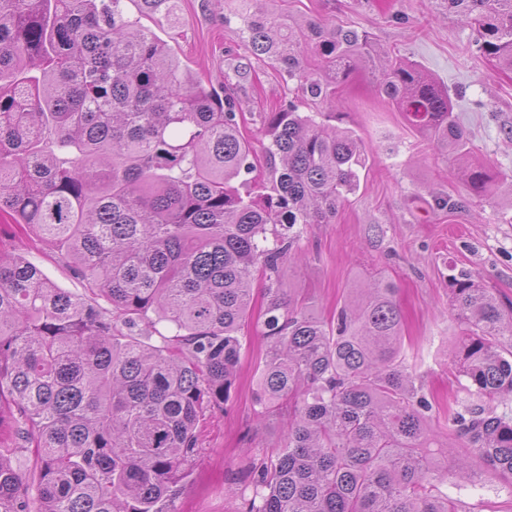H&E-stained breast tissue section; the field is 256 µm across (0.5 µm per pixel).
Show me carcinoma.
Masks as SVG:
<instances>
[{"instance_id": "obj_1", "label": "carcinoma", "mask_w": 512, "mask_h": 512, "mask_svg": "<svg viewBox=\"0 0 512 512\" xmlns=\"http://www.w3.org/2000/svg\"><path fill=\"white\" fill-rule=\"evenodd\" d=\"M180 0H0V215L29 228L84 285L58 287L0 253V406L33 445L29 476L0 453V512H178L197 425L224 410L265 281L261 415L289 409L283 444L249 462L241 512H466L441 491L512 479V310L471 272L448 275L466 327L464 401L450 447L402 358L394 283L353 289L325 320L284 298L300 224H328L365 167L362 140L290 101L241 134L229 97L192 79L125 9L175 28ZM239 0L251 53L333 102L362 66L379 97L470 188L498 189L469 156L448 93L411 62L381 64L366 33ZM480 52L512 70V0H444ZM268 175L253 176L257 150ZM168 324L169 334L155 323Z\"/></svg>"}]
</instances>
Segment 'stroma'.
<instances>
[{
	"label": "stroma",
	"instance_id": "stroma-1",
	"mask_svg": "<svg viewBox=\"0 0 512 512\" xmlns=\"http://www.w3.org/2000/svg\"><path fill=\"white\" fill-rule=\"evenodd\" d=\"M291 13L367 32L390 56L417 64L448 92L473 158L499 180L495 195L471 194L452 160L376 93L371 69L356 70L336 94L335 125L366 147L360 187L329 224L300 228V260L284 264L281 286L291 299L311 302L326 316L351 288L394 282L403 316V356L432 402V424L448 434V412L468 400L452 352L464 328L448 308V274L472 272L512 307V72L482 55L475 34L442 0H287ZM215 0H181V23L171 29L143 20L193 78L231 94L245 117L244 134L260 135L263 113L288 102L304 112L328 111L303 97L297 81L256 60L238 19ZM0 249L29 260L58 286L80 283L27 230L0 223ZM243 358L223 410L199 424L200 450L176 502L179 512H238L251 497L250 457L281 444L285 419L258 420V367L267 342L259 326L243 339Z\"/></svg>",
	"mask_w": 512,
	"mask_h": 512
}]
</instances>
